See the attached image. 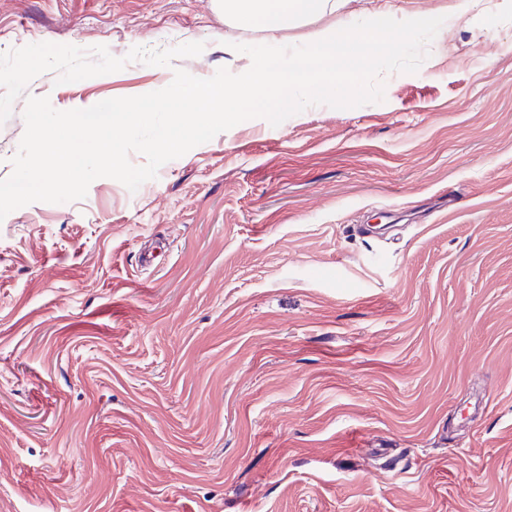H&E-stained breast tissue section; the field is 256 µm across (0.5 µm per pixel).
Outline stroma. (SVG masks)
<instances>
[{
    "label": "stroma",
    "mask_w": 512,
    "mask_h": 512,
    "mask_svg": "<svg viewBox=\"0 0 512 512\" xmlns=\"http://www.w3.org/2000/svg\"><path fill=\"white\" fill-rule=\"evenodd\" d=\"M451 2L412 0L445 22L383 101L0 221V512H512V0ZM316 28L0 0V180L27 97L85 109Z\"/></svg>",
    "instance_id": "1"
}]
</instances>
